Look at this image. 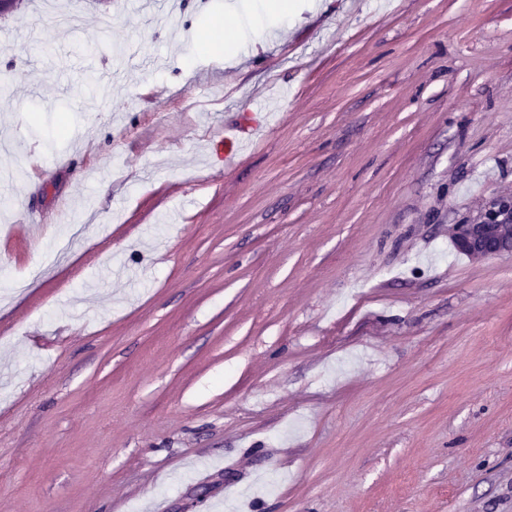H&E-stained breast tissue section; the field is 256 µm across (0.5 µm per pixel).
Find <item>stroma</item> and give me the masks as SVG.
Returning <instances> with one entry per match:
<instances>
[{"label":"stroma","mask_w":512,"mask_h":512,"mask_svg":"<svg viewBox=\"0 0 512 512\" xmlns=\"http://www.w3.org/2000/svg\"><path fill=\"white\" fill-rule=\"evenodd\" d=\"M227 2L0 18V512H512V0ZM245 10L250 12L251 16L259 25L268 21H276L280 24H288V18L293 14L292 4L288 0L276 1H253L245 6ZM242 36V30L240 24L227 25L222 17H218L214 25L203 35L204 42L209 47H215L225 49L228 47L231 41L237 37ZM455 248L473 260L512 257V196L490 198L472 218L449 226Z\"/></svg>","instance_id":"stroma-1"}]
</instances>
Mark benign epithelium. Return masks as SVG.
<instances>
[{
	"label": "benign epithelium",
	"instance_id": "benign-epithelium-1",
	"mask_svg": "<svg viewBox=\"0 0 512 512\" xmlns=\"http://www.w3.org/2000/svg\"><path fill=\"white\" fill-rule=\"evenodd\" d=\"M455 248L473 260L512 257V196L490 198L472 218L449 226Z\"/></svg>",
	"mask_w": 512,
	"mask_h": 512
}]
</instances>
